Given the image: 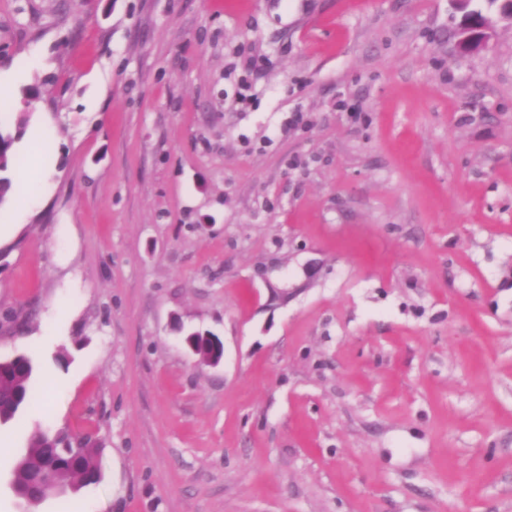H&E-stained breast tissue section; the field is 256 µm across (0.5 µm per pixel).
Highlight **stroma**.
<instances>
[{"instance_id": "stroma-1", "label": "stroma", "mask_w": 512, "mask_h": 512, "mask_svg": "<svg viewBox=\"0 0 512 512\" xmlns=\"http://www.w3.org/2000/svg\"><path fill=\"white\" fill-rule=\"evenodd\" d=\"M452 0H0V512H512V25ZM27 97V96H26ZM217 336L220 365L184 338ZM498 21H512V9L498 14L497 19L482 14V18H476L471 22H464L459 31V46L463 52H472L481 48L490 34L494 31ZM15 136L10 131H2L0 127V205L11 189L10 173L14 164L13 147ZM40 177L41 169L37 164L27 166L18 171L13 185V196L16 202L21 204L18 207L19 213L23 212L30 205ZM35 364L26 354L0 360V423H7L28 405ZM98 454L89 437L38 430L16 460L12 488L30 507H37L54 493L96 484L101 479ZM36 484L39 491L34 490Z\"/></svg>"}]
</instances>
